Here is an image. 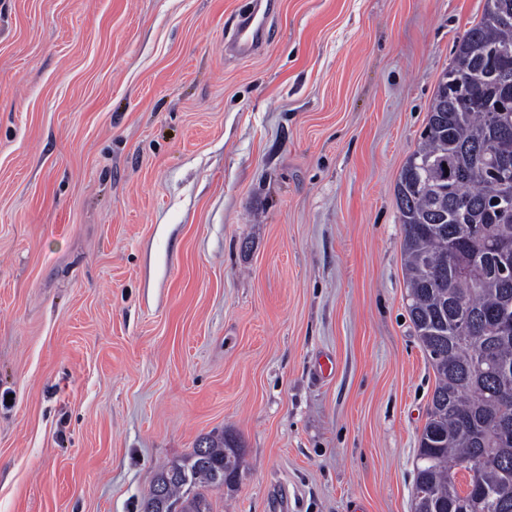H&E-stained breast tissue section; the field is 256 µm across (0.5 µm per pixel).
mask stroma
I'll use <instances>...</instances> for the list:
<instances>
[{"mask_svg": "<svg viewBox=\"0 0 512 512\" xmlns=\"http://www.w3.org/2000/svg\"><path fill=\"white\" fill-rule=\"evenodd\" d=\"M485 0H0V512H413L436 375L395 182ZM238 23L237 35L231 43L234 53L240 58L255 55L270 39V17L278 7V0H257ZM202 442L206 445L203 453L197 448ZM199 443L186 459L170 463L156 475L165 493L163 511L144 499L143 512H211L208 492L223 489L239 476V445L235 437L224 432L209 435ZM173 506L177 507L172 510Z\"/></svg>", "mask_w": 512, "mask_h": 512, "instance_id": "1", "label": "stroma"}]
</instances>
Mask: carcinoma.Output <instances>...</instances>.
<instances>
[{"instance_id": "1", "label": "carcinoma", "mask_w": 512, "mask_h": 512, "mask_svg": "<svg viewBox=\"0 0 512 512\" xmlns=\"http://www.w3.org/2000/svg\"><path fill=\"white\" fill-rule=\"evenodd\" d=\"M512 0H485L484 16L458 38L420 141L395 184L416 336L436 387L421 432L413 512H512ZM454 251L457 261L446 262ZM488 354L497 370L473 375ZM156 475L163 506L142 512H211L208 492L239 476V445L224 432L202 439ZM484 452L479 477L461 488L456 469Z\"/></svg>"}]
</instances>
